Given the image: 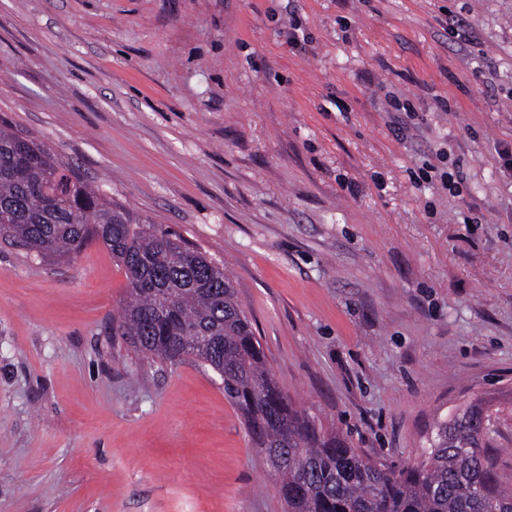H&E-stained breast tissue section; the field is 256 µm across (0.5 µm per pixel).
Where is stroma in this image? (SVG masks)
I'll return each instance as SVG.
<instances>
[{"label":"stroma","instance_id":"35a3bbf8","mask_svg":"<svg viewBox=\"0 0 512 512\" xmlns=\"http://www.w3.org/2000/svg\"><path fill=\"white\" fill-rule=\"evenodd\" d=\"M0 116L222 263L324 429L402 468L484 399L512 481V0H0ZM126 284L0 239V512H286L219 375L113 329Z\"/></svg>","mask_w":512,"mask_h":512}]
</instances>
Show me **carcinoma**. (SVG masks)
I'll list each match as a JSON object with an SVG mask.
<instances>
[{
  "label": "carcinoma",
  "instance_id": "obj_1",
  "mask_svg": "<svg viewBox=\"0 0 512 512\" xmlns=\"http://www.w3.org/2000/svg\"><path fill=\"white\" fill-rule=\"evenodd\" d=\"M71 172L44 141L0 117V234L42 260L107 246L127 279L120 335L145 356L177 364L192 355L222 377L288 512H512L485 401L440 422L419 465L394 470L370 459L293 407L222 264Z\"/></svg>",
  "mask_w": 512,
  "mask_h": 512
}]
</instances>
